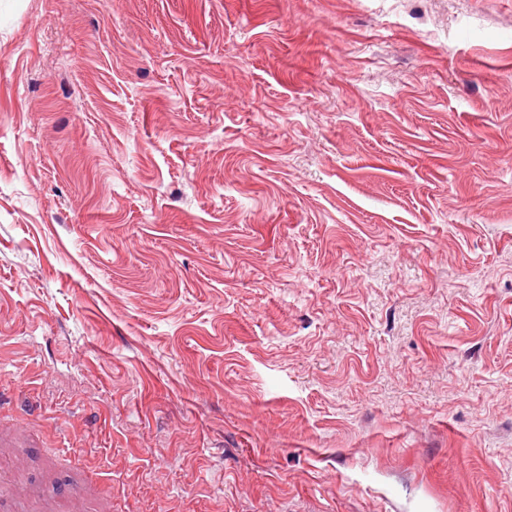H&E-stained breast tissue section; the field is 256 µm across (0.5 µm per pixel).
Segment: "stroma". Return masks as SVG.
Here are the masks:
<instances>
[{
  "label": "stroma",
  "mask_w": 512,
  "mask_h": 512,
  "mask_svg": "<svg viewBox=\"0 0 512 512\" xmlns=\"http://www.w3.org/2000/svg\"><path fill=\"white\" fill-rule=\"evenodd\" d=\"M0 388V512H512V0H0Z\"/></svg>",
  "instance_id": "35a3bbf8"
}]
</instances>
